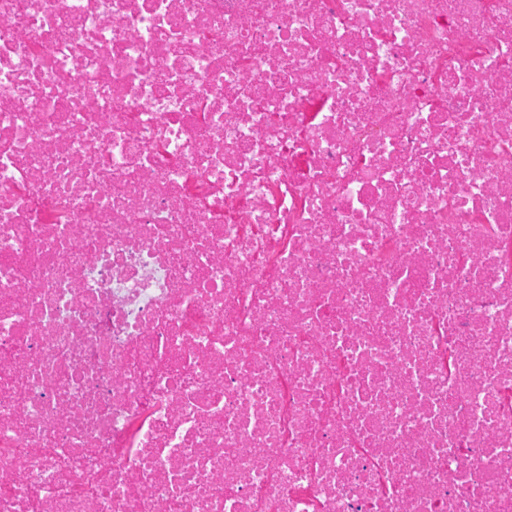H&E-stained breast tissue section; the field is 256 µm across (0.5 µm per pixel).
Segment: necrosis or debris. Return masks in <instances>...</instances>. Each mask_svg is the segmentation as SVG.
Listing matches in <instances>:
<instances>
[{
  "mask_svg": "<svg viewBox=\"0 0 512 512\" xmlns=\"http://www.w3.org/2000/svg\"><path fill=\"white\" fill-rule=\"evenodd\" d=\"M0 512H512V0H0Z\"/></svg>",
  "mask_w": 512,
  "mask_h": 512,
  "instance_id": "4bbe7bcc",
  "label": "necrosis or debris"
}]
</instances>
